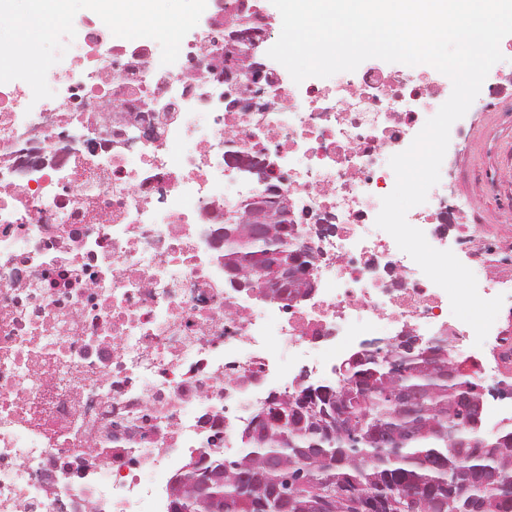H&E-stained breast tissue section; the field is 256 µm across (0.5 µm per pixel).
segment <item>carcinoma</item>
Returning a JSON list of instances; mask_svg holds the SVG:
<instances>
[{"mask_svg": "<svg viewBox=\"0 0 512 512\" xmlns=\"http://www.w3.org/2000/svg\"><path fill=\"white\" fill-rule=\"evenodd\" d=\"M224 255L250 259L254 282L292 258L283 224L254 238L256 223L229 224ZM453 362L437 344L410 353H363L345 367L342 384L303 387L258 412L241 433V451L225 460L212 489L224 512H357L359 495L381 498V512H512L491 472L512 484V430L485 434L481 385L448 373ZM206 472L187 478L184 512L201 503Z\"/></svg>", "mask_w": 512, "mask_h": 512, "instance_id": "obj_1", "label": "carcinoma"}]
</instances>
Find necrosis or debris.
I'll return each mask as SVG.
<instances>
[{"label":"necrosis or debris","instance_id":"4bbe7bcc","mask_svg":"<svg viewBox=\"0 0 512 512\" xmlns=\"http://www.w3.org/2000/svg\"><path fill=\"white\" fill-rule=\"evenodd\" d=\"M205 28L162 64L150 39L76 31L79 53L34 100L0 84V512H168L169 474L209 447L232 450L270 397L327 382L370 344L443 339L475 381L512 376V340L450 317L447 293L375 225L406 150L446 100L429 66L295 83L244 70L259 109H228L222 28L267 29L255 0H210ZM154 137H139L142 127ZM102 144L86 151L82 142ZM280 190L310 212L295 247L315 257L307 300L232 288L211 245L225 215ZM438 189L407 213L434 248L444 224L476 220Z\"/></svg>","mask_w":512,"mask_h":512}]
</instances>
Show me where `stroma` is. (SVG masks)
I'll return each instance as SVG.
<instances>
[{"label": "stroma", "mask_w": 512, "mask_h": 512, "mask_svg": "<svg viewBox=\"0 0 512 512\" xmlns=\"http://www.w3.org/2000/svg\"><path fill=\"white\" fill-rule=\"evenodd\" d=\"M448 191L479 213L480 234L512 246V121L497 112L474 111L458 120L448 146Z\"/></svg>", "instance_id": "obj_1"}]
</instances>
